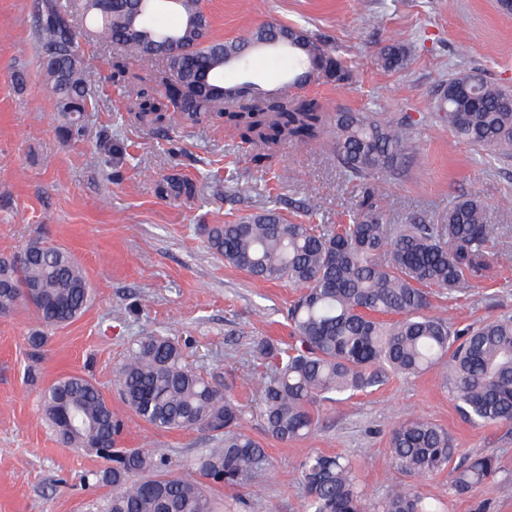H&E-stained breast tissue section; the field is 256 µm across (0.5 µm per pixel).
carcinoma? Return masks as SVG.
Returning <instances> with one entry per match:
<instances>
[{
    "label": "carcinoma",
    "instance_id": "1",
    "mask_svg": "<svg viewBox=\"0 0 512 512\" xmlns=\"http://www.w3.org/2000/svg\"><path fill=\"white\" fill-rule=\"evenodd\" d=\"M175 11L183 22L156 26L149 17ZM95 23L86 39L114 51L112 82L126 83L131 62L158 56L166 60L159 96L137 92L136 117L161 131L167 113L190 124L202 114L226 115L243 142L268 159L286 141L331 137L336 166L360 189L352 222L316 225L287 220L275 209L245 215L236 224L207 229L212 250L224 262L256 279L286 282L301 289L288 311L295 344L283 347L263 339L257 352L276 361L257 386L265 431L288 444L307 437L314 427L311 407L343 394L380 385L390 373L418 375L445 369L456 408L474 424H512V315L458 330L430 313L431 294H466L488 267V244L495 235L485 208L475 198H459L435 220L410 217L388 224L379 200L385 182L398 173L413 150L412 123L393 112H337L328 117L320 105L298 95L308 80L306 62L329 54L325 41L301 30L300 45L275 51L296 61L279 89L262 92L224 111L223 94L203 92L199 80L224 89V68L238 66L236 55L254 47L259 30L231 40L211 34L200 0H117L103 13L95 0H39L38 59L44 81L63 118L60 132H82L77 115L94 110L93 88L99 81L95 57L72 53L76 22ZM204 17L206 35L196 31ZM410 48L385 46L377 63L392 70L406 66ZM463 72L441 88L435 120L477 150L512 155V94ZM161 198L193 200L198 186L173 172L155 184ZM26 258L0 256V307L33 306L47 326H61L81 316L92 298L85 272L74 256L35 239ZM36 294L29 303L26 295ZM114 386L134 415L163 430H199L217 443L171 474L172 461L137 449L122 451L112 443L115 467L102 475L113 492L100 512H224L215 486L246 487L269 474L267 449L240 430L242 409L186 361L181 345L163 335L137 339L116 368ZM44 418L64 445L84 448L107 434L120 436L121 417L88 379L67 376L42 391ZM72 403L85 426L68 434L60 423ZM455 454L448 430L417 417L391 435V460L397 470L422 477L448 468ZM498 472L494 454L466 458L452 469L451 487L464 495L488 483ZM305 512H437L419 491L394 489L370 507L353 467L340 455L310 454L300 464Z\"/></svg>",
    "mask_w": 512,
    "mask_h": 512
}]
</instances>
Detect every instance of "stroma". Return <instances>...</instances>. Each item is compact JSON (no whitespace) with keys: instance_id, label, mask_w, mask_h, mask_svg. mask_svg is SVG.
Masks as SVG:
<instances>
[{"instance_id":"35a3bbf8","label":"stroma","mask_w":512,"mask_h":512,"mask_svg":"<svg viewBox=\"0 0 512 512\" xmlns=\"http://www.w3.org/2000/svg\"><path fill=\"white\" fill-rule=\"evenodd\" d=\"M37 2L0 0V255L36 238L59 245L82 264L94 300L59 327H43L24 307L0 315V512H98L112 491L99 479L111 461L61 444L43 418L41 392L62 376L89 379L124 416L122 447L182 462L214 447L205 433L144 423L113 387L132 342L150 334L175 338L189 364L240 405L243 431L270 454L265 483L223 488L226 503L241 499V512H301L298 468L312 452L349 458L370 504L401 485L437 499L440 512H512V425L466 421L435 370L392 374L372 390L317 405L307 438L283 444L265 435L252 382L275 363L256 346L264 338L292 342L287 313L298 291L225 263L210 249L207 229L274 208L306 224H344L358 197L355 184L339 175L324 144L288 143L255 163L217 116L192 125L173 116L158 135L135 117V97L112 84L111 51L83 37L80 52L99 58L100 106L84 114V135L61 139L37 62ZM204 7L219 39L267 24L322 37L351 74L342 85L323 79L305 88L325 112L413 117L416 151L380 199L389 223L433 220L471 196L498 228L493 250H512V209L499 206L512 197V158L475 150L429 121L439 89L459 72L512 92V12L499 0H204ZM393 40L407 44L412 58L404 69L386 71L376 54ZM106 136L115 147L109 156L100 152ZM174 169L201 184L199 197L156 195V180ZM308 199L315 206L306 212ZM432 312L457 329L512 313V266H491L469 295L433 297ZM39 330L47 342L36 349L30 336ZM417 416L447 428L455 460L496 455L495 478L460 496L450 490L448 472L420 478L393 468L390 434Z\"/></svg>"}]
</instances>
